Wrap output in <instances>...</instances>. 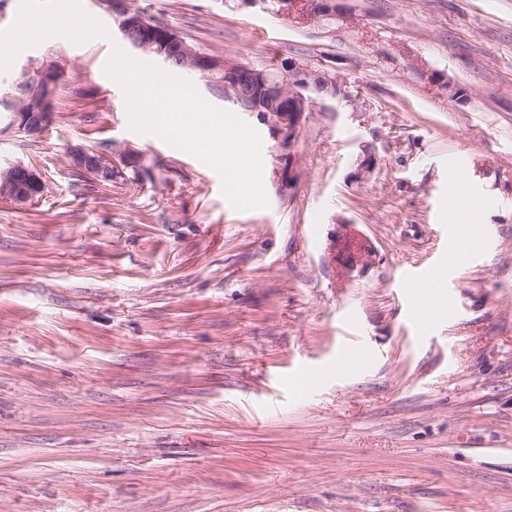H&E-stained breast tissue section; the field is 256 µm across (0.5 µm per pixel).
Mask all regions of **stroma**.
Masks as SVG:
<instances>
[{
	"label": "stroma",
	"instance_id": "stroma-1",
	"mask_svg": "<svg viewBox=\"0 0 512 512\" xmlns=\"http://www.w3.org/2000/svg\"><path fill=\"white\" fill-rule=\"evenodd\" d=\"M336 3L354 28L129 0L202 51L346 83L290 150L240 114L266 209H232L214 170L130 130L109 41L54 37L0 74L1 98L62 69L43 136L0 131V166L48 185L0 200V512H512V0ZM103 141L148 176L76 180L70 147ZM464 189L485 206L460 208ZM472 230L478 263L449 268L445 236ZM350 236L361 260L330 254ZM438 272L451 299L416 326L411 285Z\"/></svg>",
	"mask_w": 512,
	"mask_h": 512
}]
</instances>
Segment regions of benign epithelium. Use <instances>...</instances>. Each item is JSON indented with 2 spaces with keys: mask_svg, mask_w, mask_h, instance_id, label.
Segmentation results:
<instances>
[{
  "mask_svg": "<svg viewBox=\"0 0 512 512\" xmlns=\"http://www.w3.org/2000/svg\"><path fill=\"white\" fill-rule=\"evenodd\" d=\"M94 5L112 17L121 41L129 48L155 57L163 65L177 63L184 72L199 76L207 90L234 103L243 112H255L252 80L261 78L262 90L270 103L269 111L262 113L263 121L282 143L288 146V185L297 177V159L294 142L306 113L312 111L313 100L309 92L318 88L334 99L349 97L344 83L327 72H314L296 60L277 64L279 75L271 77L263 72L240 66L224 65L215 56L199 52L184 41L172 38L167 49L155 48L147 28L149 23L139 12L130 8L128 0H93ZM280 14L296 15L303 19L335 16L343 27L354 23L351 12L333 9L331 0H277ZM61 71L54 63L37 69L27 83V93L16 98L20 111L14 113L12 128L31 139L39 138L53 118L55 92ZM70 161L76 169L96 182L112 181V167L117 165L114 155L91 152L82 145L69 151ZM46 184L33 168L22 163L0 172V198L17 206H32L43 197Z\"/></svg>",
  "mask_w": 512,
  "mask_h": 512,
  "instance_id": "7a95c632",
  "label": "benign epithelium"
}]
</instances>
